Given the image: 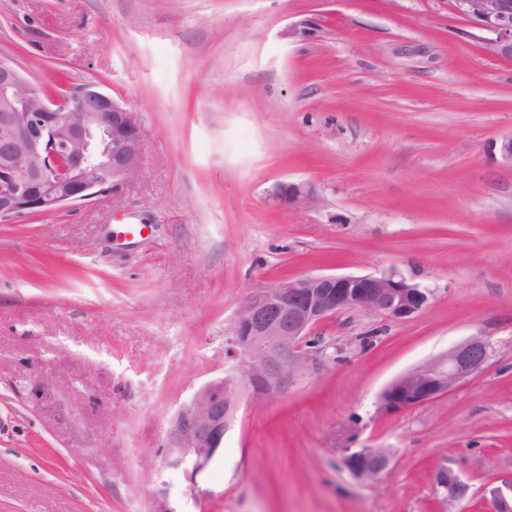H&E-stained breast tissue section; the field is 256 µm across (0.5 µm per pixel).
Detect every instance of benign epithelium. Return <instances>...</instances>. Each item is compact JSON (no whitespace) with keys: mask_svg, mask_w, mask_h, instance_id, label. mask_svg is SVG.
Here are the masks:
<instances>
[{"mask_svg":"<svg viewBox=\"0 0 512 512\" xmlns=\"http://www.w3.org/2000/svg\"><path fill=\"white\" fill-rule=\"evenodd\" d=\"M458 12L483 33L485 50L512 59V0H455ZM142 135L135 112L95 83L62 99L44 98L21 67L0 57V219L45 213L87 202L103 193L113 200L140 176ZM274 195L299 200L301 186L282 183ZM430 292L395 272L379 275L319 274L262 288L239 303L226 339L228 366L180 405L154 470V512H183L162 470L179 469L184 496L199 502L206 492L197 477L217 457L244 398L282 396L302 377L321 369L328 345L309 336L340 313L364 312L405 320L423 309ZM493 344L471 336L400 375L378 398V409L397 413L444 395L490 360ZM391 448L346 449L343 464L359 481L378 479L390 468ZM435 482L444 502L470 494L455 470L441 467ZM496 512H512V496L486 483Z\"/></svg>","mask_w":512,"mask_h":512,"instance_id":"7a95c632","label":"benign epithelium"}]
</instances>
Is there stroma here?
Listing matches in <instances>:
<instances>
[{"label": "stroma", "instance_id": "1", "mask_svg": "<svg viewBox=\"0 0 512 512\" xmlns=\"http://www.w3.org/2000/svg\"><path fill=\"white\" fill-rule=\"evenodd\" d=\"M455 0H0V56L52 93L132 108L139 179L0 221V512H152L176 409L222 375L248 293L394 270L407 320L339 314L334 358L245 403L185 512H457L512 486V60ZM280 183L307 196L284 201ZM495 353L449 394L386 415L380 392L469 336ZM391 448L372 482L342 462ZM435 482L448 506L462 502L470 494V485L452 468L440 467L436 471Z\"/></svg>", "mask_w": 512, "mask_h": 512}]
</instances>
